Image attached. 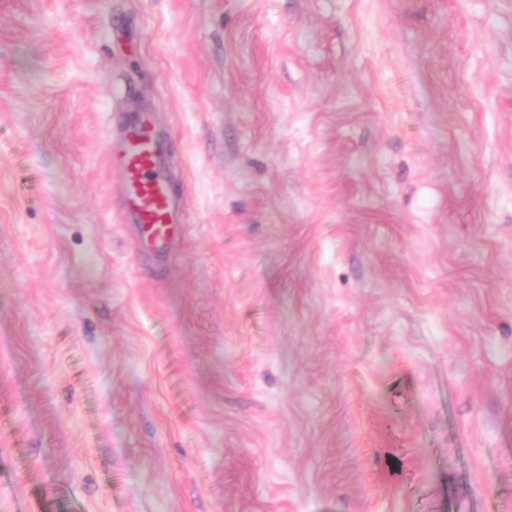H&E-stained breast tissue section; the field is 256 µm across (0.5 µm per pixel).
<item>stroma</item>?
Here are the masks:
<instances>
[{
    "instance_id": "35a3bbf8",
    "label": "stroma",
    "mask_w": 512,
    "mask_h": 512,
    "mask_svg": "<svg viewBox=\"0 0 512 512\" xmlns=\"http://www.w3.org/2000/svg\"><path fill=\"white\" fill-rule=\"evenodd\" d=\"M0 512H512V0H0ZM125 224L149 228L152 241H165L183 224L182 207L167 191L165 151L149 121L128 122L118 151Z\"/></svg>"
}]
</instances>
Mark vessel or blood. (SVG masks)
<instances>
[{"label": "vessel or blood", "mask_w": 512, "mask_h": 512, "mask_svg": "<svg viewBox=\"0 0 512 512\" xmlns=\"http://www.w3.org/2000/svg\"><path fill=\"white\" fill-rule=\"evenodd\" d=\"M118 153L126 223L148 228L154 241L167 240L182 208L167 191L165 151L151 123H126Z\"/></svg>", "instance_id": "b4317fda"}]
</instances>
